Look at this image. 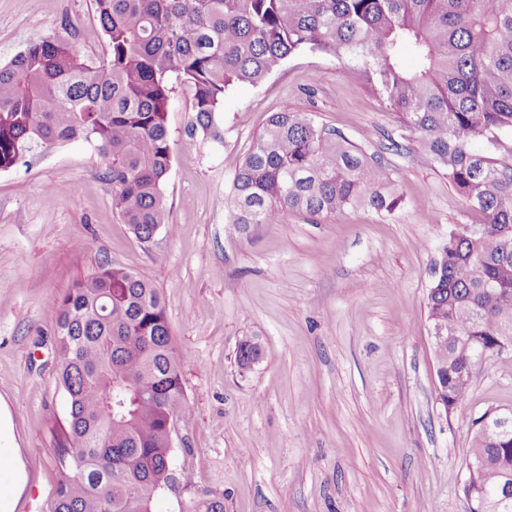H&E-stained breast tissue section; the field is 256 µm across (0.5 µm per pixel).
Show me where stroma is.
I'll list each match as a JSON object with an SVG mask.
<instances>
[{
    "label": "stroma",
    "instance_id": "obj_1",
    "mask_svg": "<svg viewBox=\"0 0 512 512\" xmlns=\"http://www.w3.org/2000/svg\"><path fill=\"white\" fill-rule=\"evenodd\" d=\"M70 30L90 59L104 55L93 0H0V65L32 39ZM285 104L377 157L402 205L386 216L356 207L231 223L235 173ZM193 123L176 91L170 225L149 243L113 209L86 142L36 145L0 171V400L10 419L0 439L21 448L28 475L16 512H55L68 421L58 307L106 264L160 290L175 345L189 354L172 462L193 481L160 496L154 512H186L207 494L223 498L224 512H469L460 485L472 421L512 410V357L482 365L467 401L445 413L427 316L439 247L481 215L419 147L389 149L392 113L330 57L300 53L259 85L230 87L220 139ZM245 340L259 358L243 369Z\"/></svg>",
    "mask_w": 512,
    "mask_h": 512
}]
</instances>
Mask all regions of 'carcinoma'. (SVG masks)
I'll use <instances>...</instances> for the list:
<instances>
[{
	"label": "carcinoma",
	"mask_w": 512,
	"mask_h": 512,
	"mask_svg": "<svg viewBox=\"0 0 512 512\" xmlns=\"http://www.w3.org/2000/svg\"><path fill=\"white\" fill-rule=\"evenodd\" d=\"M106 54L90 60L67 37L39 36L0 66V171L35 144L92 145L112 185V206L142 242L167 223L163 187L174 149L168 112L176 88L195 124L215 117L235 84L256 86L291 56L355 66L397 127L391 145L418 137L423 155L483 215L452 232L434 264L430 327L437 396L451 409L470 393L475 361L512 337V164L485 148L512 133V0H94ZM234 224H273L290 211L327 217L401 203L381 163L309 112L271 113L233 180ZM259 355L240 344L242 368ZM185 354L159 289L103 265L59 305L57 376L68 394L58 449L55 512H153L177 483L167 436L186 413ZM463 495L474 512H512V430L475 434ZM187 512H224L205 497Z\"/></svg>",
	"instance_id": "carcinoma-1"
}]
</instances>
